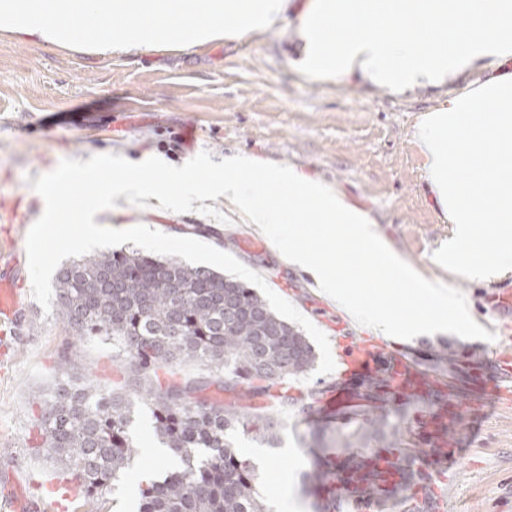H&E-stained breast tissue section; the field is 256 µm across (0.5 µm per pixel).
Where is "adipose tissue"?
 Wrapping results in <instances>:
<instances>
[{
    "instance_id": "obj_1",
    "label": "adipose tissue",
    "mask_w": 512,
    "mask_h": 512,
    "mask_svg": "<svg viewBox=\"0 0 512 512\" xmlns=\"http://www.w3.org/2000/svg\"><path fill=\"white\" fill-rule=\"evenodd\" d=\"M296 65L317 81L357 74L397 96L487 71L426 113L417 138L456 270L512 268V0H310ZM491 227L473 249V227Z\"/></svg>"
}]
</instances>
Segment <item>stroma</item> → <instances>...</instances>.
Returning a JSON list of instances; mask_svg holds the SVG:
<instances>
[{"label": "stroma", "instance_id": "1", "mask_svg": "<svg viewBox=\"0 0 512 512\" xmlns=\"http://www.w3.org/2000/svg\"><path fill=\"white\" fill-rule=\"evenodd\" d=\"M308 7L309 0H290L286 21L247 39L130 54L102 55L0 28V202L17 204L26 217L11 225L5 241L25 256L27 234L44 210L32 185L61 159L111 153L131 162L156 156L179 166L204 150L216 162L243 155L294 166L331 185L368 213L422 276L460 289L474 320L512 335V309L492 305L495 295L512 294V270L472 280L448 263L455 227L442 219L414 136L444 88L396 96L355 74L328 83L307 78L295 66L302 48L295 19ZM97 221L120 229L143 224L165 234L176 230L213 243L260 274L320 329L332 354L369 334L340 309L320 313L325 298L311 278L283 262L270 239L250 225L154 204H127ZM18 276L24 310L12 333L15 358L0 366V485L12 475L56 472L46 452L31 450L28 438L40 402L60 377L62 351L72 352L74 372L107 385L114 377L111 348L66 336L55 314L34 299L28 268ZM404 346L422 354L426 369L465 406L452 425L463 454L447 476L450 512H512V406L480 405L467 363L479 356L495 370L498 341L436 333ZM443 346L451 363L439 358ZM305 430L300 416L285 418L280 446L264 449L259 467L258 489L270 502L278 498L282 478L292 476L296 512H312L313 499L300 479L312 465L299 442Z\"/></svg>", "mask_w": 512, "mask_h": 512}]
</instances>
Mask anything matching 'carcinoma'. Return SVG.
<instances>
[{
	"label": "carcinoma",
	"mask_w": 512,
	"mask_h": 512,
	"mask_svg": "<svg viewBox=\"0 0 512 512\" xmlns=\"http://www.w3.org/2000/svg\"><path fill=\"white\" fill-rule=\"evenodd\" d=\"M56 316L78 340L112 343L119 380L106 387L71 373V354L59 355L61 377L40 405L35 426L59 472L87 499L121 478L137 483V512H267L260 476L228 434L240 431L269 448L280 442L275 417L250 402L272 397L278 414L296 409L288 389H271L306 374L316 355L302 333L278 318L245 283L174 257L139 249L101 251L61 267ZM185 362L204 373L177 379ZM387 368L361 385L373 405L364 424L345 437L352 449L337 465L316 462L302 476L316 494L332 483L380 512H440L442 480L424 465L441 449L392 404ZM215 387L223 402L201 404ZM150 403L155 436L181 465L162 478L133 471L140 448L132 433L134 401ZM406 399L433 407L448 403L436 387ZM303 445L314 458L325 433L309 430Z\"/></svg>",
	"instance_id": "1"
}]
</instances>
